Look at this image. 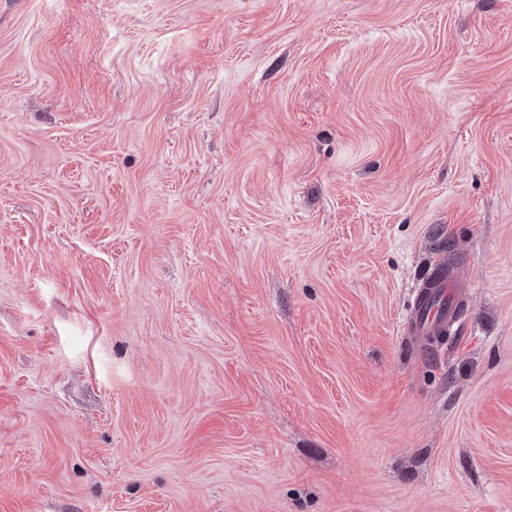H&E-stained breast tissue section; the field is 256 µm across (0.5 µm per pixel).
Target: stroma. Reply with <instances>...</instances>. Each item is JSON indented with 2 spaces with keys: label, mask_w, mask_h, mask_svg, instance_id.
I'll list each match as a JSON object with an SVG mask.
<instances>
[{
  "label": "stroma",
  "mask_w": 512,
  "mask_h": 512,
  "mask_svg": "<svg viewBox=\"0 0 512 512\" xmlns=\"http://www.w3.org/2000/svg\"><path fill=\"white\" fill-rule=\"evenodd\" d=\"M0 512H512V0H0ZM463 292L454 275L448 274V264L438 261L413 301L408 330L419 346L431 348L433 341L438 343L450 334L463 314Z\"/></svg>",
  "instance_id": "stroma-1"
}]
</instances>
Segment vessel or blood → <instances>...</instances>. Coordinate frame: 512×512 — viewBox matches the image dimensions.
Masks as SVG:
<instances>
[{
	"instance_id": "1",
	"label": "vessel or blood",
	"mask_w": 512,
	"mask_h": 512,
	"mask_svg": "<svg viewBox=\"0 0 512 512\" xmlns=\"http://www.w3.org/2000/svg\"><path fill=\"white\" fill-rule=\"evenodd\" d=\"M462 314L463 290L449 274L446 263L438 262L416 291L409 333L419 346L431 347L450 334Z\"/></svg>"
}]
</instances>
